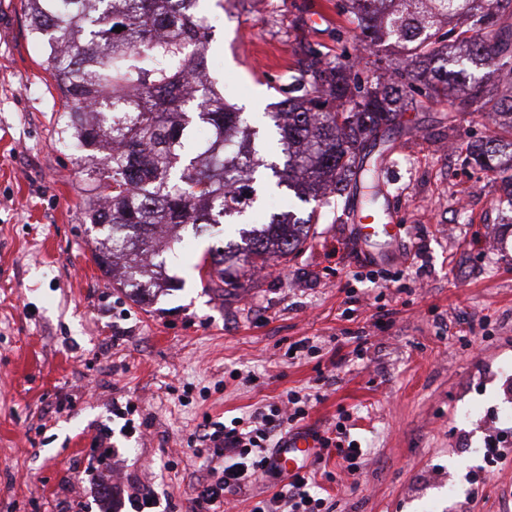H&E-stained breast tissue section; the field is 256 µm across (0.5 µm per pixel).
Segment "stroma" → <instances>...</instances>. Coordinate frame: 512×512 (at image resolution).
Instances as JSON below:
<instances>
[{"mask_svg": "<svg viewBox=\"0 0 512 512\" xmlns=\"http://www.w3.org/2000/svg\"><path fill=\"white\" fill-rule=\"evenodd\" d=\"M336 3L199 0L211 75L267 162L283 161L267 114L301 42L361 56L370 76L404 60L365 47ZM41 60L24 0H0V512H90L107 489L195 512L224 465L199 435L291 390L320 396L300 428L327 436L343 415L369 451L353 476L332 452L312 464L329 512H512V451L488 472L475 454L512 410L499 370L512 363V209L494 173L464 162L511 127L445 103L408 110L376 173L397 246L358 241L354 199L332 194L301 252L265 274L240 265L222 293L199 276L215 238H186L170 264L180 287L143 305L92 258L84 163L57 133L63 100Z\"/></svg>", "mask_w": 512, "mask_h": 512, "instance_id": "stroma-1", "label": "stroma"}]
</instances>
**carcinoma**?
Returning a JSON list of instances; mask_svg holds the SVG:
<instances>
[{
    "label": "carcinoma",
    "instance_id": "obj_1",
    "mask_svg": "<svg viewBox=\"0 0 512 512\" xmlns=\"http://www.w3.org/2000/svg\"><path fill=\"white\" fill-rule=\"evenodd\" d=\"M198 0H27L31 33L61 91L58 135L84 154L85 219L100 228L93 258L112 285L150 302L170 284L159 233L181 243L234 224L256 201L259 168L303 202L365 191L368 159L423 97L456 112L487 109L512 124V0H342L371 46L406 56L387 76L362 78L354 62H326L310 45L286 98L267 113L285 160L267 164L257 132L207 77L211 28ZM123 27L116 32L114 28ZM208 139L194 142L199 125ZM503 145L472 151L469 165L498 171ZM316 209L239 229L240 241L203 257L209 283H233L235 264L286 258L307 243Z\"/></svg>",
    "mask_w": 512,
    "mask_h": 512
}]
</instances>
